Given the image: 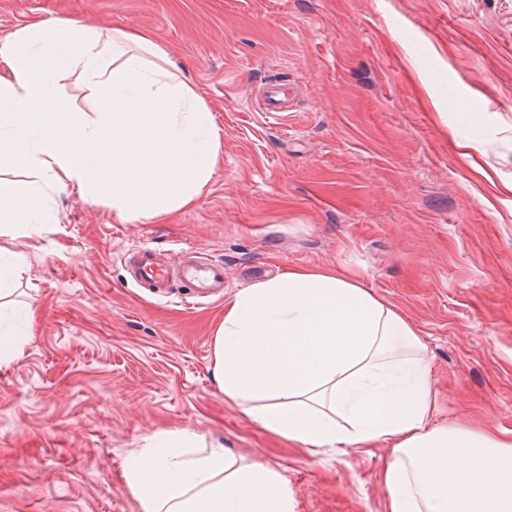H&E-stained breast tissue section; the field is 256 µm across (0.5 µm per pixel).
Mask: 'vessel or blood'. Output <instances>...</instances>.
<instances>
[{
  "instance_id": "b4317fda",
  "label": "vessel or blood",
  "mask_w": 512,
  "mask_h": 512,
  "mask_svg": "<svg viewBox=\"0 0 512 512\" xmlns=\"http://www.w3.org/2000/svg\"><path fill=\"white\" fill-rule=\"evenodd\" d=\"M171 263L161 262L151 247L142 245L123 253L122 259L133 282L155 292H164L171 278L185 284L192 299L213 298L224 293L222 261L192 254L181 247L171 251Z\"/></svg>"
}]
</instances>
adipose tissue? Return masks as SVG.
Instances as JSON below:
<instances>
[{
	"label": "adipose tissue",
	"mask_w": 512,
	"mask_h": 512,
	"mask_svg": "<svg viewBox=\"0 0 512 512\" xmlns=\"http://www.w3.org/2000/svg\"><path fill=\"white\" fill-rule=\"evenodd\" d=\"M149 34L37 18L0 39V232L47 224L57 185L129 224L199 204L222 161L209 105L157 60ZM98 97L73 111L59 80ZM23 162L27 183L2 176ZM212 378L250 421L305 449L390 445L387 512H512V433L433 425L426 346L353 272L291 269L232 294ZM140 512H295L287 479L193 430L160 431L121 462Z\"/></svg>",
	"instance_id": "1"
}]
</instances>
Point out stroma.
I'll return each mask as SVG.
<instances>
[{
	"label": "stroma",
	"mask_w": 512,
	"mask_h": 512,
	"mask_svg": "<svg viewBox=\"0 0 512 512\" xmlns=\"http://www.w3.org/2000/svg\"><path fill=\"white\" fill-rule=\"evenodd\" d=\"M37 17L151 32L224 160L167 223L65 188L54 223L0 236L29 263L4 302L36 312L0 365V512H140L122 458L183 428L275 467L296 512H386V445L258 429L209 370L223 299L129 282L139 244L222 261L225 296L290 268L361 273L427 346L434 424L512 431V0H0V38ZM272 79L274 117L253 104Z\"/></svg>",
	"instance_id": "stroma-1"
}]
</instances>
